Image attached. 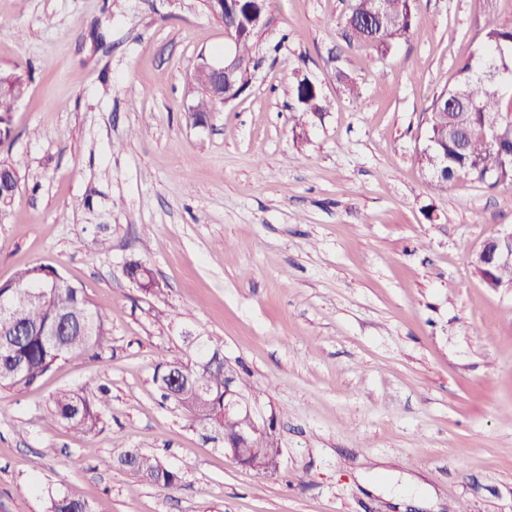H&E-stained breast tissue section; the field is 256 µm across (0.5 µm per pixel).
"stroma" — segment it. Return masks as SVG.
<instances>
[{"mask_svg": "<svg viewBox=\"0 0 512 512\" xmlns=\"http://www.w3.org/2000/svg\"><path fill=\"white\" fill-rule=\"evenodd\" d=\"M268 5L249 89L197 124L190 74L224 48L208 0H0V67L28 81L0 142L18 177L0 283L55 267L110 328L98 354L0 389V512L56 493L94 512H512V290L473 266L512 228V186L441 189L419 161L433 97L487 13L512 26V0H416L415 33L384 54L346 46L349 0ZM300 76L330 103L302 129ZM191 336L221 344L273 416L274 471L234 463L162 398L154 372ZM87 386L108 405L81 435L49 407ZM119 446L177 487L103 467ZM408 481L424 496L393 498Z\"/></svg>", "mask_w": 512, "mask_h": 512, "instance_id": "1", "label": "stroma"}]
</instances>
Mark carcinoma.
Returning a JSON list of instances; mask_svg holds the SVG:
<instances>
[{
    "instance_id": "carcinoma-1",
    "label": "carcinoma",
    "mask_w": 512,
    "mask_h": 512,
    "mask_svg": "<svg viewBox=\"0 0 512 512\" xmlns=\"http://www.w3.org/2000/svg\"><path fill=\"white\" fill-rule=\"evenodd\" d=\"M416 0H382L377 11L372 0H354L344 20L348 44L368 43L385 54L399 40L412 34L416 24ZM262 12L266 25L272 19L267 0H241L240 12L247 15ZM263 32L255 30L237 46L241 60L253 63ZM482 50L457 71L455 82L433 97L427 136L434 150L420 151V160L431 172L441 168V159L448 158V175L436 177V186L445 187L460 176L495 188L512 185V159L503 154V147L490 139L489 129L497 125L512 134V27L497 24L488 14L481 28ZM27 82L18 68L0 67V130L9 135L11 112L26 95ZM293 93L298 107L293 115L300 128L314 116L327 111L326 100L318 87L305 77L296 78ZM220 101L202 90L192 107L190 118L199 122L214 111ZM17 184L14 168L0 162V209L10 204L13 185ZM60 272L50 266L33 265L17 272L15 287L0 288L7 295L8 317L0 318V338L24 332L17 342L0 346V388L27 389L36 384L58 361L82 356L103 346L110 334L105 316L84 297L82 291L65 279H56ZM54 281L46 295L39 293L41 280ZM223 352L208 338L193 343L189 359L170 362L158 369L154 380L163 386L169 371L175 367L192 366L195 390L178 397V402L191 416L205 411L215 414L212 423L226 432H235L245 425L239 415L224 416V366L205 364L208 354ZM100 396L84 389L80 392L61 390L53 397L51 414L76 433L88 434L101 423V412L107 400L104 389ZM276 435L262 437L254 455L269 458L277 453ZM125 464L152 484L166 490L176 487L179 477L161 466L153 456L133 448L115 454ZM48 512H93L86 501L65 495L50 498Z\"/></svg>"
}]
</instances>
